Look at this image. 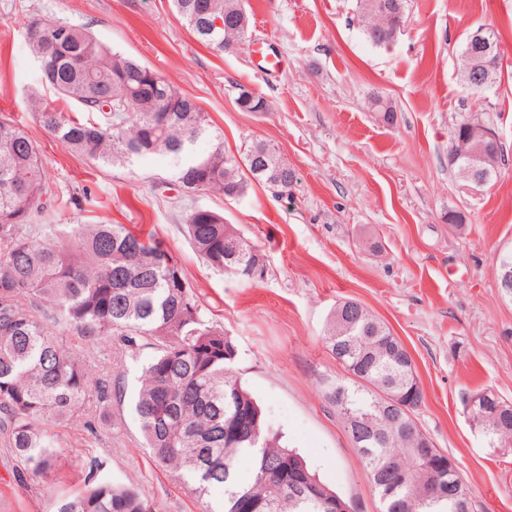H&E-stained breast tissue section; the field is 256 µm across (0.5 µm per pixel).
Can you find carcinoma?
<instances>
[{"label":"carcinoma","mask_w":512,"mask_h":512,"mask_svg":"<svg viewBox=\"0 0 512 512\" xmlns=\"http://www.w3.org/2000/svg\"><path fill=\"white\" fill-rule=\"evenodd\" d=\"M201 0H173L184 23L207 47L224 51L248 38V26L197 32L193 6ZM409 0H357V19L373 45L390 43L403 24ZM41 76L56 99L77 102L102 121L68 115L40 96L29 109L40 125L71 150L103 164L165 156L176 169L171 184L181 191L208 190L236 199L252 180L281 183L290 194L288 162L271 145L255 141L241 156L213 144L202 157L197 139L209 134L205 112L168 86L182 103L165 112L154 97L160 75L112 51L89 31L69 26L56 41L53 28L27 29ZM247 112H265L267 102L239 89ZM489 122L486 113L459 115L450 130L457 144L470 125ZM251 154L263 155L267 170L254 173ZM56 202L44 178L40 150L27 132L0 118V439L45 480L57 466L60 444L54 427L82 417L93 404L107 405L112 386L91 379L83 361L63 345L76 336L90 344L108 370L112 342L130 349L147 340L154 349L142 367L134 402L145 447L153 460L201 498L224 488L220 505L205 512H350L349 504L325 485L304 458L279 443L248 390L233 375L238 349L209 318L170 254L153 235L124 224H36ZM195 252L212 268L244 282L241 271L264 269L260 250L240 237L224 214L198 208L187 216ZM323 341L347 375L326 379L325 397L336 409L363 456L380 512H472L468 485L448 471V456L436 452L418 465L407 452L428 438L417 424L422 385L407 348L389 326L362 304L347 300L328 318ZM397 400L399 420L414 429L387 424L380 407ZM501 412L472 422L491 447H512V402ZM243 458L253 462L247 483L238 479ZM90 467L84 487L55 499L54 512H155L133 487Z\"/></svg>","instance_id":"carcinoma-1"}]
</instances>
